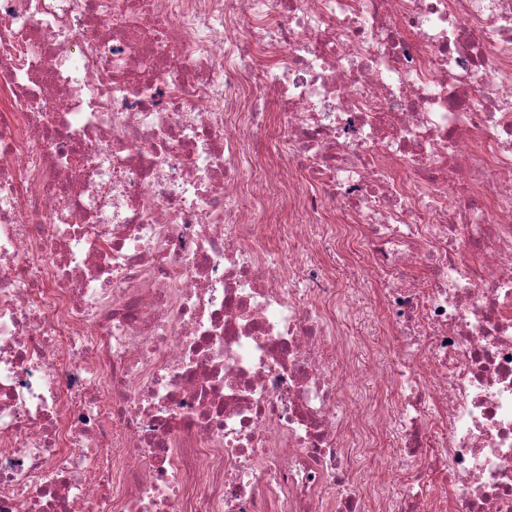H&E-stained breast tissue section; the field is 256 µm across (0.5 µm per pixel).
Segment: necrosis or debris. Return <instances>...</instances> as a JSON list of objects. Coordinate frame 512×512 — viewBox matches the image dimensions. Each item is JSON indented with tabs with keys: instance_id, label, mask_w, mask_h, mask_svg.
<instances>
[{
	"instance_id": "4bbe7bcc",
	"label": "necrosis or debris",
	"mask_w": 512,
	"mask_h": 512,
	"mask_svg": "<svg viewBox=\"0 0 512 512\" xmlns=\"http://www.w3.org/2000/svg\"><path fill=\"white\" fill-rule=\"evenodd\" d=\"M330 498L512 512V0H0V512ZM265 227L264 244L272 259L281 257L280 245L287 233L288 222L286 218H282L280 223L264 224Z\"/></svg>"
}]
</instances>
